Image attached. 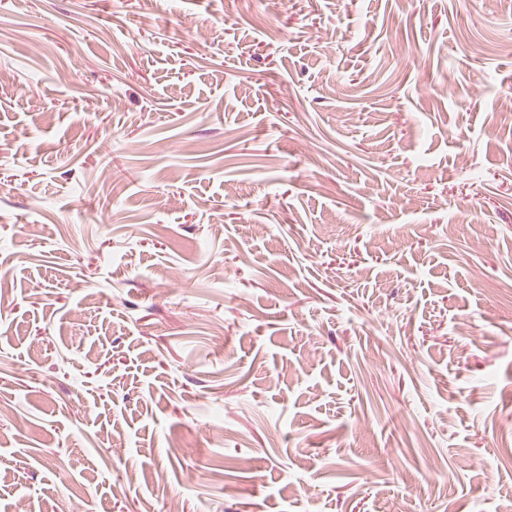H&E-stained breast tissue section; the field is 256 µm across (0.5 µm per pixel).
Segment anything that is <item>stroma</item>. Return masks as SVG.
<instances>
[{
    "mask_svg": "<svg viewBox=\"0 0 512 512\" xmlns=\"http://www.w3.org/2000/svg\"><path fill=\"white\" fill-rule=\"evenodd\" d=\"M508 41L0 0V512H512Z\"/></svg>",
    "mask_w": 512,
    "mask_h": 512,
    "instance_id": "1",
    "label": "stroma"
}]
</instances>
